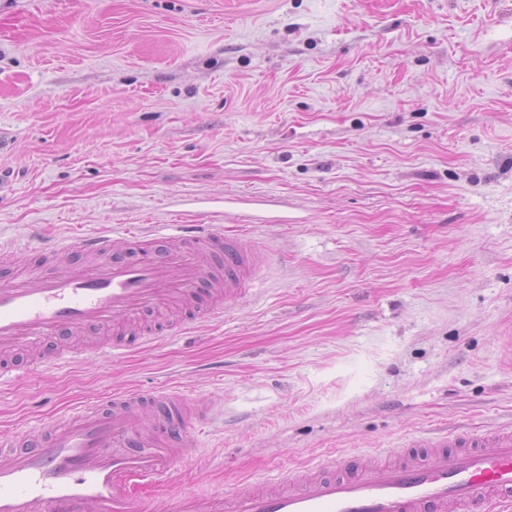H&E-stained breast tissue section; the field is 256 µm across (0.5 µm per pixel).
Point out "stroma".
Segmentation results:
<instances>
[{
	"label": "stroma",
	"instance_id": "1",
	"mask_svg": "<svg viewBox=\"0 0 512 512\" xmlns=\"http://www.w3.org/2000/svg\"><path fill=\"white\" fill-rule=\"evenodd\" d=\"M220 224L264 250L186 333L0 380V427L219 401L172 489L232 493L512 419V0H0V244Z\"/></svg>",
	"mask_w": 512,
	"mask_h": 512
}]
</instances>
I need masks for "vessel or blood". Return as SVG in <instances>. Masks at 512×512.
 Instances as JSON below:
<instances>
[{
    "label": "vessel or blood",
    "instance_id": "b4317fda",
    "mask_svg": "<svg viewBox=\"0 0 512 512\" xmlns=\"http://www.w3.org/2000/svg\"><path fill=\"white\" fill-rule=\"evenodd\" d=\"M74 252L75 260L61 256ZM31 266L0 249V354L78 329L128 331L146 313L181 312L182 325L213 320L251 289L263 254L213 224L125 228L48 242ZM149 413L144 431L132 420ZM211 403L165 388L126 389L106 403L28 431L0 435V512H488L512 502V424L481 433L429 430L376 457L332 453L310 474L273 476L221 495L149 488L194 456L192 430Z\"/></svg>",
    "mask_w": 512,
    "mask_h": 512
}]
</instances>
